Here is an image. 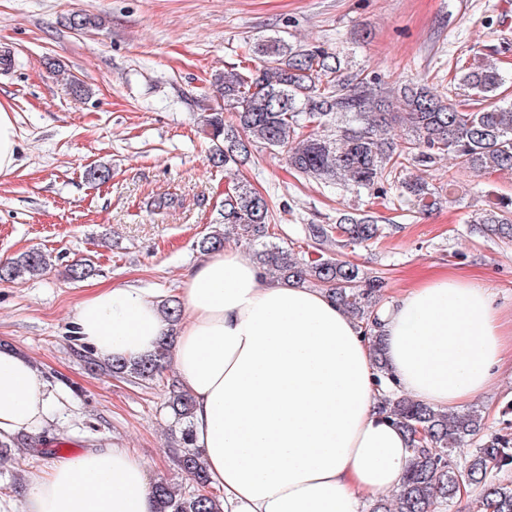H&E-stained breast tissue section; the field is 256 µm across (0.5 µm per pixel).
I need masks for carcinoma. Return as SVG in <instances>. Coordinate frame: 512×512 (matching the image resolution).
Wrapping results in <instances>:
<instances>
[{"label":"carcinoma","instance_id":"obj_1","mask_svg":"<svg viewBox=\"0 0 512 512\" xmlns=\"http://www.w3.org/2000/svg\"><path fill=\"white\" fill-rule=\"evenodd\" d=\"M71 28L89 30L101 21L77 13ZM253 69H226L212 85L222 104L203 117V132L211 140L208 161L214 168L237 165L259 149L285 153L288 166L308 180L350 186L377 197L384 184L396 183L402 211H429L451 195L456 173L490 174L512 171V98L506 78L495 66L474 62L458 67L455 95L440 93L428 81L380 89L381 79L345 66L339 56L323 49L301 48L279 36L253 46ZM465 98H460V93ZM229 111L234 123L226 124ZM408 131L396 140L395 128ZM448 158V182L436 186L412 176V169L431 168ZM224 233H209L198 242L210 254L224 249L229 235L256 247L253 262L281 281L319 288L371 329L373 298L382 280L367 277L346 260L299 255L291 248L263 242L269 234V200L251 185L238 182L224 196ZM478 232L512 241V195L489 199L472 216ZM308 237L321 245L355 247L382 237L376 217L346 212L336 224H309ZM51 267L49 255L31 249L0 262V282L41 275ZM379 377H388L380 335L369 334ZM173 334L155 351L137 360L113 359L99 364L115 377L149 382L162 377L171 361ZM167 407L177 423L189 421L191 395L176 383L168 385ZM388 417L407 436L414 455L401 488L372 505L370 512H441L458 497L461 484L479 489V512H512V481L500 474L512 469V442L500 435L484 436L477 410L450 415L407 397L384 400ZM479 439L458 463L454 450ZM184 447L176 453L181 472L200 487L207 476L198 450L190 447L189 427L181 430ZM154 512H221L215 497L184 494L166 480L150 488Z\"/></svg>","mask_w":512,"mask_h":512}]
</instances>
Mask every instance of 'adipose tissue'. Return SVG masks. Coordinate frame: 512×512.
Here are the masks:
<instances>
[{"label": "adipose tissue", "mask_w": 512, "mask_h": 512, "mask_svg": "<svg viewBox=\"0 0 512 512\" xmlns=\"http://www.w3.org/2000/svg\"><path fill=\"white\" fill-rule=\"evenodd\" d=\"M172 361L194 398L192 443L223 512H367L397 490L412 457L382 413L400 393L444 411L488 389L512 356V318L488 291L444 278L376 310L389 378L369 338L326 293L215 252L180 290ZM76 335L102 359H137L167 333L160 304L132 285L75 307ZM55 397L32 361L0 348V438L35 433ZM142 458L91 448L26 483L24 512H152Z\"/></svg>", "instance_id": "adipose-tissue-1"}]
</instances>
